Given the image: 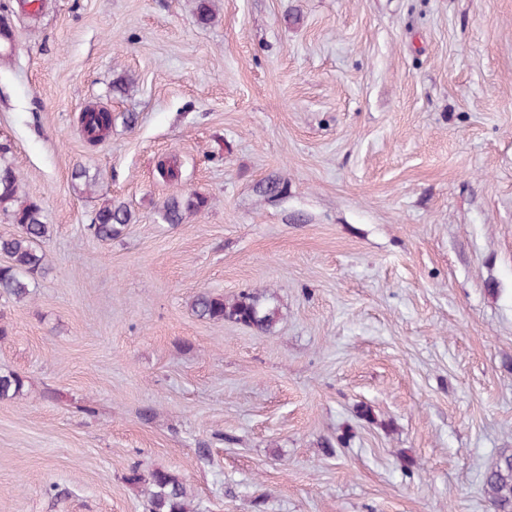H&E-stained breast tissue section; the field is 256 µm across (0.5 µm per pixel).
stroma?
<instances>
[{
    "label": "stroma",
    "instance_id": "obj_1",
    "mask_svg": "<svg viewBox=\"0 0 512 512\" xmlns=\"http://www.w3.org/2000/svg\"><path fill=\"white\" fill-rule=\"evenodd\" d=\"M28 3L0 0V144L49 271L0 299V372L25 380L0 400V512H149L133 468L199 512H493L512 0H212L207 24L197 0ZM194 191L203 212L161 222ZM114 199L133 220L103 243L85 226ZM202 291L275 295L278 323L198 319ZM207 204V197L201 193H175L163 202L159 218L165 224H182L188 215L204 210ZM127 481L131 484L146 483L151 512H191L193 496L187 485L174 472L158 469L144 479L137 469H131Z\"/></svg>",
    "mask_w": 512,
    "mask_h": 512
}]
</instances>
